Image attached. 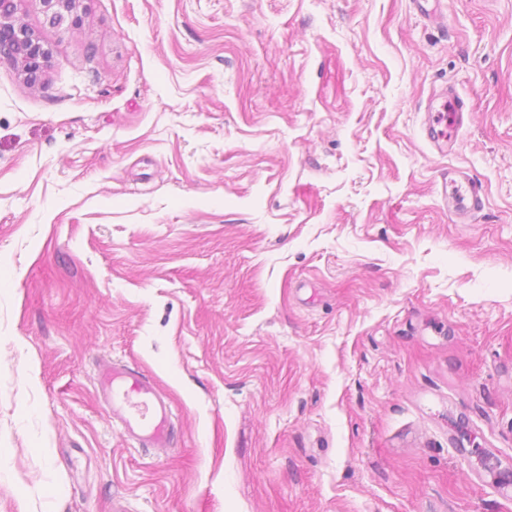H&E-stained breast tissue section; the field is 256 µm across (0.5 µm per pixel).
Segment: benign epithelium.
<instances>
[{
	"mask_svg": "<svg viewBox=\"0 0 512 512\" xmlns=\"http://www.w3.org/2000/svg\"><path fill=\"white\" fill-rule=\"evenodd\" d=\"M39 2L49 23L63 31L78 29L81 0H0V58L6 57L23 71L40 70L51 54L23 21L29 4Z\"/></svg>",
	"mask_w": 512,
	"mask_h": 512,
	"instance_id": "obj_1",
	"label": "benign epithelium"
}]
</instances>
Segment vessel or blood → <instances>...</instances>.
Here are the masks:
<instances>
[{
	"instance_id": "vessel-or-blood-1",
	"label": "vessel or blood",
	"mask_w": 512,
	"mask_h": 512,
	"mask_svg": "<svg viewBox=\"0 0 512 512\" xmlns=\"http://www.w3.org/2000/svg\"><path fill=\"white\" fill-rule=\"evenodd\" d=\"M100 391L129 436L150 448L169 447L172 409L145 374L116 364L103 365Z\"/></svg>"
}]
</instances>
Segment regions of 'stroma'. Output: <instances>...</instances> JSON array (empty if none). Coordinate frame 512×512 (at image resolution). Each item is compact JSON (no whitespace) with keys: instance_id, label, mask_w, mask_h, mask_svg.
Masks as SVG:
<instances>
[{"instance_id":"stroma-1","label":"stroma","mask_w":512,"mask_h":512,"mask_svg":"<svg viewBox=\"0 0 512 512\" xmlns=\"http://www.w3.org/2000/svg\"><path fill=\"white\" fill-rule=\"evenodd\" d=\"M78 13L0 59V512H512V0ZM100 391L125 432L150 448H168L172 409L143 373L116 364L100 370Z\"/></svg>"}]
</instances>
